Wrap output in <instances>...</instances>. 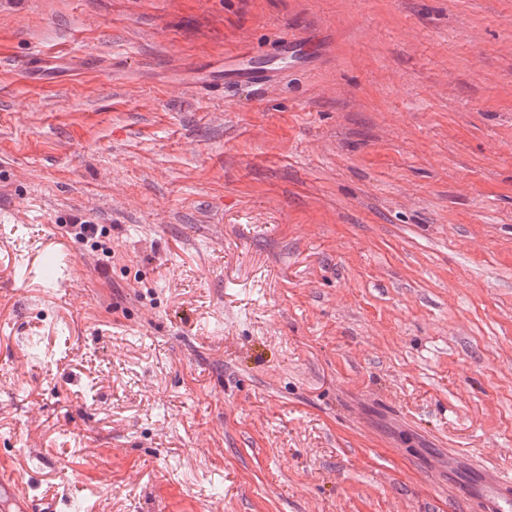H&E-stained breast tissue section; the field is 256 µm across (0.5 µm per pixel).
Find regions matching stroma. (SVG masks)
<instances>
[{"label": "stroma", "mask_w": 512, "mask_h": 512, "mask_svg": "<svg viewBox=\"0 0 512 512\" xmlns=\"http://www.w3.org/2000/svg\"><path fill=\"white\" fill-rule=\"evenodd\" d=\"M452 455L512 474V0H0L34 512H466ZM274 69H265L256 65L252 53L239 51L224 54L221 81L238 85H268L276 79Z\"/></svg>", "instance_id": "35a3bbf8"}]
</instances>
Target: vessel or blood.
<instances>
[{
    "mask_svg": "<svg viewBox=\"0 0 512 512\" xmlns=\"http://www.w3.org/2000/svg\"><path fill=\"white\" fill-rule=\"evenodd\" d=\"M221 77L238 85H267L274 82L277 72L257 66L251 53L239 51L225 55ZM448 486L473 512H512V478L505 475H491L475 467L462 479L449 475ZM32 510L33 502L21 490L19 479L12 472L1 471L0 512Z\"/></svg>",
    "mask_w": 512,
    "mask_h": 512,
    "instance_id": "obj_1",
    "label": "vessel or blood"
}]
</instances>
